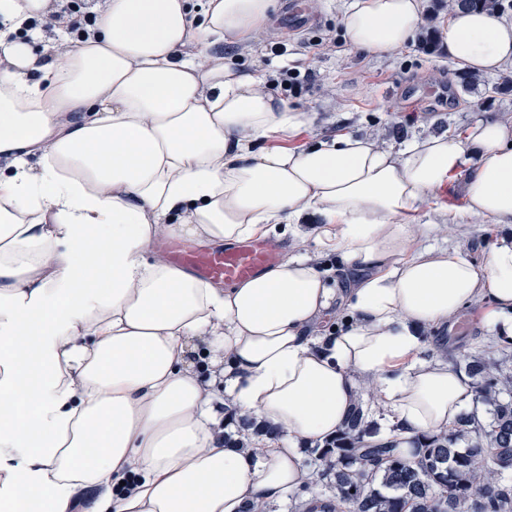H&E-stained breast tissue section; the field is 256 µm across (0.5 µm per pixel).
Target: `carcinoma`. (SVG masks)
I'll list each match as a JSON object with an SVG mask.
<instances>
[{
    "label": "carcinoma",
    "instance_id": "cac0c4a2",
    "mask_svg": "<svg viewBox=\"0 0 512 512\" xmlns=\"http://www.w3.org/2000/svg\"><path fill=\"white\" fill-rule=\"evenodd\" d=\"M492 11L495 0H448V10ZM478 378L476 400L492 408L484 424L463 414L439 435L417 438L415 459L377 437L358 406L336 435V447L310 451L312 484L336 492L314 497L306 512H512V371L478 354L463 356Z\"/></svg>",
    "mask_w": 512,
    "mask_h": 512
}]
</instances>
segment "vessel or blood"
<instances>
[{
  "label": "vessel or blood",
  "mask_w": 512,
  "mask_h": 512,
  "mask_svg": "<svg viewBox=\"0 0 512 512\" xmlns=\"http://www.w3.org/2000/svg\"><path fill=\"white\" fill-rule=\"evenodd\" d=\"M278 253V247L266 241L250 240L204 253L178 248L169 259L202 279L232 285L262 273Z\"/></svg>",
  "instance_id": "vessel-or-blood-1"
}]
</instances>
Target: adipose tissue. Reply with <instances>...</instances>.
Returning a JSON list of instances; mask_svg holds the SVG:
<instances>
[{"mask_svg": "<svg viewBox=\"0 0 512 512\" xmlns=\"http://www.w3.org/2000/svg\"><path fill=\"white\" fill-rule=\"evenodd\" d=\"M100 0L87 37L19 38L51 0H0V512H243L308 480L305 446L370 390L405 457L475 398L449 347L422 334L469 304L512 338V236L475 263L421 246L411 213L465 174L466 211L512 224V122L399 151L341 133L276 145L303 113L208 44L249 41L275 0ZM422 0H350L351 47L414 38ZM475 71L512 66V23L454 12L443 39ZM196 46L195 55L184 52ZM337 253L339 287L308 253L221 288L157 248H216L277 231ZM348 322L315 326L338 305ZM279 429L216 443L223 407ZM136 478L132 491L122 481Z\"/></svg>", "mask_w": 512, "mask_h": 512, "instance_id": "obj_1", "label": "adipose tissue"}]
</instances>
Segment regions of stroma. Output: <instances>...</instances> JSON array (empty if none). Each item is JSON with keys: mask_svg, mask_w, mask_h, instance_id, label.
I'll list each match as a JSON object with an SVG mask.
<instances>
[{"mask_svg": "<svg viewBox=\"0 0 512 512\" xmlns=\"http://www.w3.org/2000/svg\"><path fill=\"white\" fill-rule=\"evenodd\" d=\"M344 4L345 0H303L317 23L289 32L287 55L266 56L265 38L281 28L275 17L250 41L239 44L236 53L224 58L225 63L241 70L253 69L261 62L270 73L285 66L312 72V80L304 83L300 95L287 100L289 108L309 117L300 134L287 138V146H304L348 132L398 150L404 142L432 133H445L462 141L477 121L512 119V92L488 93L489 85L512 79V68L486 75L484 85L466 91L457 83L463 65L449 58L443 48L427 52L413 40L383 56L356 51L344 36ZM317 38L334 42L333 51L315 55L307 43ZM418 87L444 90L446 98L431 101L414 97ZM463 179V174H453L411 219L424 227L423 245L456 250L478 262L500 235L512 233V226L470 217ZM427 336L434 345L447 341L457 355L469 352L472 337H480L487 360L512 368V351L483 328L480 307L464 308L451 328L431 329Z\"/></svg>", "mask_w": 512, "mask_h": 512, "instance_id": "35a3bbf8", "label": "stroma"}]
</instances>
